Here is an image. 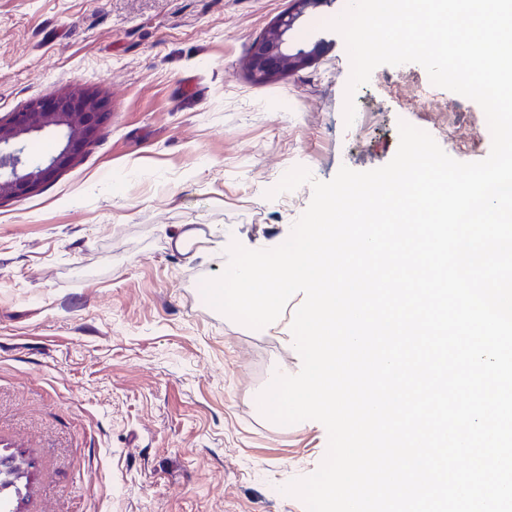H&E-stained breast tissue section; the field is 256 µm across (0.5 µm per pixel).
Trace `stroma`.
Here are the masks:
<instances>
[{"label":"stroma","instance_id":"35a3bbf8","mask_svg":"<svg viewBox=\"0 0 512 512\" xmlns=\"http://www.w3.org/2000/svg\"><path fill=\"white\" fill-rule=\"evenodd\" d=\"M325 0L290 35L312 62L255 82L247 60L293 0H0V117L82 91L102 101L95 139L35 192L0 202V451L24 455L21 512H306L285 494L324 460L323 424L270 426L258 397L299 359L208 305L199 288L250 250L285 242L319 181L388 164L398 123L437 135L464 104L453 159L486 158L478 103L413 97L423 66L381 65L354 94ZM355 118L346 123L344 106ZM205 226L194 259L175 226Z\"/></svg>","mask_w":512,"mask_h":512}]
</instances>
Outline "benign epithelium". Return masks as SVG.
Instances as JSON below:
<instances>
[{"label": "benign epithelium", "instance_id": "7a95c632", "mask_svg": "<svg viewBox=\"0 0 512 512\" xmlns=\"http://www.w3.org/2000/svg\"><path fill=\"white\" fill-rule=\"evenodd\" d=\"M325 2L294 0V10L280 17L253 44L247 67L254 81L267 82L284 72L302 69L319 53L318 43L309 50H292L288 35L301 17ZM103 119L100 101L83 92L36 101L22 112H13L5 120L0 118V202L36 191L70 166L96 136ZM46 129L63 132L61 147L49 155L45 164L28 162L21 143ZM25 468L20 457L0 454L1 479L15 482Z\"/></svg>", "mask_w": 512, "mask_h": 512}]
</instances>
